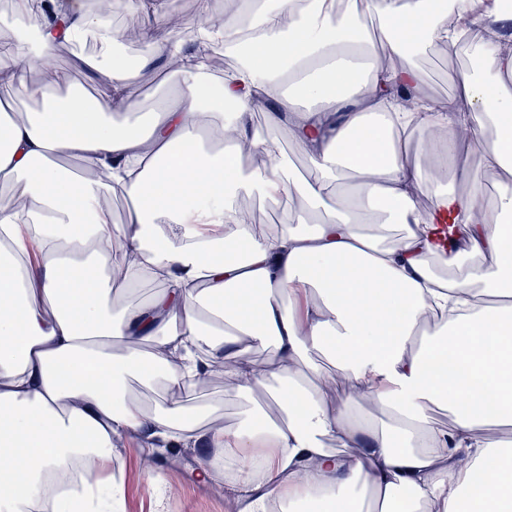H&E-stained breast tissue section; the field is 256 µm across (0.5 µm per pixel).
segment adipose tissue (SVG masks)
<instances>
[{
  "label": "adipose tissue",
  "mask_w": 512,
  "mask_h": 512,
  "mask_svg": "<svg viewBox=\"0 0 512 512\" xmlns=\"http://www.w3.org/2000/svg\"><path fill=\"white\" fill-rule=\"evenodd\" d=\"M68 40L95 33L106 58L83 60L106 86L95 103L51 96L33 82L55 70L59 46L44 0H30L12 42L0 45V87L22 88L39 107L0 124V183L31 200L0 203V512H108L112 488L82 478L73 496L61 476L90 458L112 466V441L128 433L194 439L199 412L180 402L147 408L128 386L139 375L181 387L220 365L249 398L261 380L249 353L265 350L286 415L245 410L213 431L236 467L242 512H378L403 494L435 512H512V448L484 434L512 423V189L486 203L468 190L419 193L430 163L460 142L486 171L512 174V12L500 0H242L215 33L240 63L214 83L197 35L172 30L128 61L123 32L88 0H63ZM378 17L376 37L362 33ZM480 29V68L450 73L455 94L429 98L411 63L417 46L455 51ZM399 57L400 67H385ZM179 59V86L143 113L130 87L142 71ZM121 110L125 119H114ZM287 125L311 178L298 177L251 121ZM435 129L428 162L406 151L409 122ZM490 126V136L473 125ZM265 155L242 156L240 143ZM96 170L75 181L47 158ZM353 179L339 206L335 188ZM119 190L134 201L125 223L101 207ZM299 197L273 233L238 218L237 199ZM40 241L35 263L22 227ZM479 258L462 274L461 258ZM439 259L448 276L430 265ZM161 292L128 306L112 282ZM336 362L352 395L386 407L384 428L353 421L325 388L305 385L313 355ZM448 408L452 429L430 411ZM345 447L330 453L324 439ZM470 462L461 469L460 459ZM494 466L492 482L475 471Z\"/></svg>",
  "instance_id": "obj_1"
}]
</instances>
